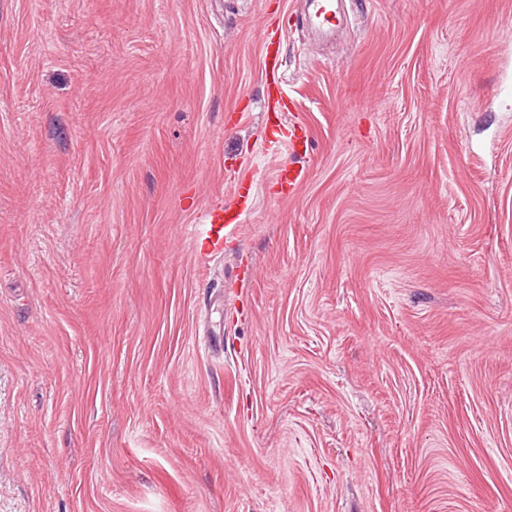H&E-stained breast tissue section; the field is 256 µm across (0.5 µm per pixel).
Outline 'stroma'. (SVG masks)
<instances>
[{"mask_svg":"<svg viewBox=\"0 0 512 512\" xmlns=\"http://www.w3.org/2000/svg\"><path fill=\"white\" fill-rule=\"evenodd\" d=\"M346 17L0 0V512H512V0ZM200 214V235L208 244L204 258L211 259L224 251V236L228 230L235 229L241 221V214L229 218L224 224V207L210 204L204 209L197 210Z\"/></svg>","mask_w":512,"mask_h":512,"instance_id":"1","label":"stroma"}]
</instances>
